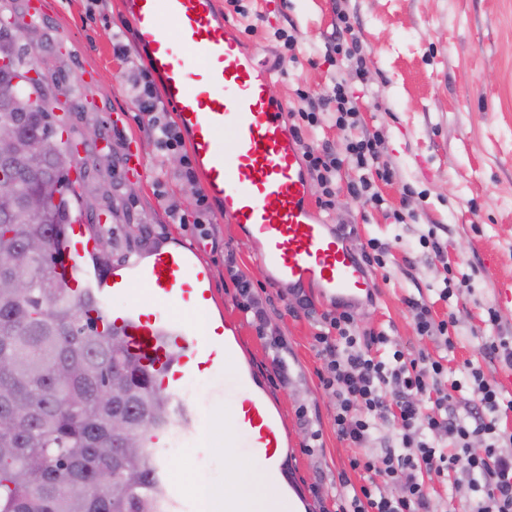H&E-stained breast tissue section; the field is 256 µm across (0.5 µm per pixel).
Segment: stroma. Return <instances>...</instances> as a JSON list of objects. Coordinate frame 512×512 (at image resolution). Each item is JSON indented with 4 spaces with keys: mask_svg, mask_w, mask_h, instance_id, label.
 I'll list each match as a JSON object with an SVG mask.
<instances>
[{
    "mask_svg": "<svg viewBox=\"0 0 512 512\" xmlns=\"http://www.w3.org/2000/svg\"><path fill=\"white\" fill-rule=\"evenodd\" d=\"M121 0H0V10L15 11L39 32L37 68L50 87L63 91L66 127L77 144L75 158L84 179L81 223L98 241L85 259L87 279L106 276L127 257L147 255L165 246H181L211 267L216 298L211 314L230 322L239 340V356L267 391L284 427L282 486L292 489L299 512H336V500L363 482L350 467L359 451L336 434L334 399L318 378L322 358L314 342L322 330L321 312L333 303L320 288L295 289L268 283L258 264L254 241L224 218L211 203L212 231L202 237L190 224L173 223L170 207L193 212L194 186L181 180V156L161 154L132 99L131 66L146 67L141 51L131 61L116 57L113 33L133 42V23ZM245 48L274 71L271 97L286 110L297 109L296 88L322 93L335 69L324 59L325 44L348 15L358 35L367 76L352 67L343 76L358 97L361 129L382 135L381 157L396 171L392 184H379L385 199L374 209L352 201L343 185L339 206L327 212L331 224L355 226L352 247L376 238L388 248L385 268L372 271L380 292L361 309V328H382L399 348L439 354L437 341L418 336L404 299L424 300L435 319L454 316L455 348L448 369L466 379L468 367L491 370L506 398H512V368L490 365L482 355L489 335L486 309L495 304L500 282L512 280V0H218ZM296 38L295 50L277 41V31ZM135 145L142 166L130 172L128 145ZM411 185L414 221L397 224L402 189ZM442 225V256L419 243L429 225ZM234 255L239 272L257 296L268 301V329L259 334L239 307V296L224 266ZM469 275L470 291L440 300L445 275ZM307 298L314 315L294 313L297 296ZM285 343L288 379L270 366V339ZM227 369L184 381L171 405L166 446L157 454L166 468L171 512H199L195 496L181 491L187 478L216 491L231 484L224 437L212 430L215 414H228L224 402ZM319 440H311V429ZM181 446L195 460L193 476L176 468L171 449Z\"/></svg>",
    "mask_w": 512,
    "mask_h": 512,
    "instance_id": "obj_1",
    "label": "stroma"
}]
</instances>
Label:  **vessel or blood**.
<instances>
[{"mask_svg":"<svg viewBox=\"0 0 512 512\" xmlns=\"http://www.w3.org/2000/svg\"><path fill=\"white\" fill-rule=\"evenodd\" d=\"M134 25L167 103L188 136L194 164L207 193L224 215L258 244L256 259L272 283L301 287L315 282L341 303L357 304L378 288L345 233L320 218L311 204V185L302 164L301 142L291 133L281 101L266 93L272 73L246 52L225 22L217 0H121ZM171 22L194 54L181 61L163 24ZM94 247L83 226H71L57 264L59 281L73 295L87 283L78 264ZM212 271L189 252L160 248L131 258L99 285V312L127 337L156 388L176 395L194 372L233 369L224 397L231 410L230 433L240 447L259 456L269 478L278 475L285 445L265 392L237 362L236 343L225 327L200 331L165 315V308L205 313L212 300ZM142 285L151 303L111 308L110 298Z\"/></svg>","mask_w":512,"mask_h":512,"instance_id":"b4317fda","label":"vessel or blood"}]
</instances>
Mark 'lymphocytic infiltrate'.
Segmentation results:
<instances>
[{"mask_svg":"<svg viewBox=\"0 0 512 512\" xmlns=\"http://www.w3.org/2000/svg\"><path fill=\"white\" fill-rule=\"evenodd\" d=\"M129 87L160 151L182 149L183 136L169 120L150 73L131 71ZM296 95L301 105L290 125L296 137L324 122L349 135L341 154L325 145H303L307 174L321 190L320 209L334 208L336 180L347 167L357 172L346 183L348 194L381 207L383 199L372 181H392L395 170L380 160L379 132L357 133L359 107L343 79L334 78L331 91L319 97L302 89ZM405 303L419 336L454 349L449 321L435 320L430 306L414 297H406ZM321 319L325 329L314 337L324 356L320 383L336 400L337 435L363 451L351 459V468L368 475L337 512H432L430 493L419 476L448 470L459 475L455 492L472 496L470 512H512V433L500 428L503 412L512 411V399L503 400L494 379L470 369L469 407L457 413L455 394L462 385L449 380L441 360L423 350L407 356L385 331L360 329L353 306L336 305ZM389 424L395 433L381 454H365ZM475 439L483 442L482 453L473 452Z\"/></svg>","mask_w":512,"mask_h":512,"instance_id":"lymphocytic-infiltrate-1","label":"lymphocytic infiltrate"}]
</instances>
